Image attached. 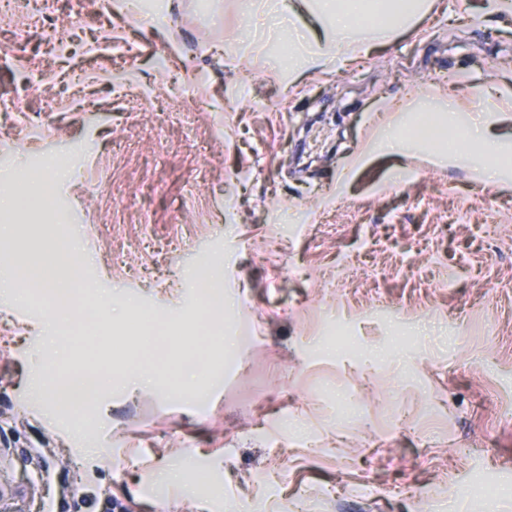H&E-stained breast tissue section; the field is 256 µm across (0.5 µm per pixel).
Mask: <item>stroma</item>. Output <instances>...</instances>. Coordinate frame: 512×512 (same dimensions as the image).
Listing matches in <instances>:
<instances>
[{"mask_svg": "<svg viewBox=\"0 0 512 512\" xmlns=\"http://www.w3.org/2000/svg\"><path fill=\"white\" fill-rule=\"evenodd\" d=\"M68 13L51 0V49L26 0L0 11V179L51 188L6 216L0 257L52 253L67 226L92 295L131 303L102 329L177 320L174 354L221 268L228 360L181 391L176 368L157 391L101 380L78 428L29 377L118 378L135 344L91 357L78 316L0 293V507L276 512L286 491L307 512H512L473 491L512 486V165L481 179L470 141L464 163L375 149L453 100L512 156V109H484L512 99V10L432 0L390 41L289 72L274 62L316 35L319 0L279 24L245 0Z\"/></svg>", "mask_w": 512, "mask_h": 512, "instance_id": "1", "label": "stroma"}]
</instances>
